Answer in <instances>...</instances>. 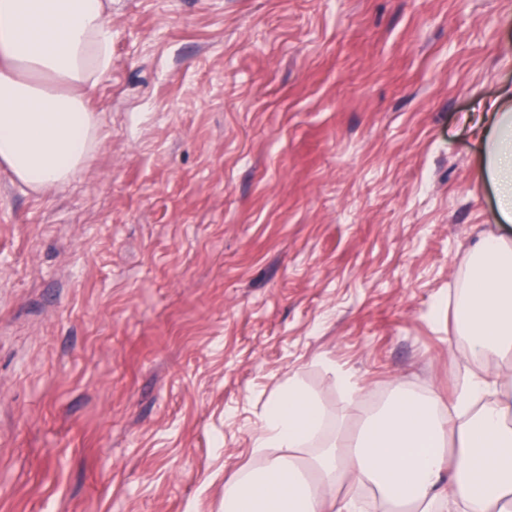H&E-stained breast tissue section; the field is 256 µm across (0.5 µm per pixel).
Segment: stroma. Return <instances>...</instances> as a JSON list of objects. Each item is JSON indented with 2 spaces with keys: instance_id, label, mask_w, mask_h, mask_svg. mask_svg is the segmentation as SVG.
Segmentation results:
<instances>
[{
  "instance_id": "stroma-1",
  "label": "stroma",
  "mask_w": 512,
  "mask_h": 512,
  "mask_svg": "<svg viewBox=\"0 0 512 512\" xmlns=\"http://www.w3.org/2000/svg\"><path fill=\"white\" fill-rule=\"evenodd\" d=\"M101 146L0 170V512H224L288 379L448 396L512 0H112ZM360 382L348 409L334 373Z\"/></svg>"
}]
</instances>
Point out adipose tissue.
Wrapping results in <instances>:
<instances>
[{"instance_id": "adipose-tissue-1", "label": "adipose tissue", "mask_w": 512, "mask_h": 512, "mask_svg": "<svg viewBox=\"0 0 512 512\" xmlns=\"http://www.w3.org/2000/svg\"><path fill=\"white\" fill-rule=\"evenodd\" d=\"M112 0H0V166L31 192L68 186L96 151L89 106L111 66ZM495 220L512 225V109L477 122ZM449 347L495 362L467 373L449 400L404 393L369 418L359 439H336L311 461L327 411L296 382L270 399L253 443L277 449L224 483V512H512V236L472 245Z\"/></svg>"}]
</instances>
